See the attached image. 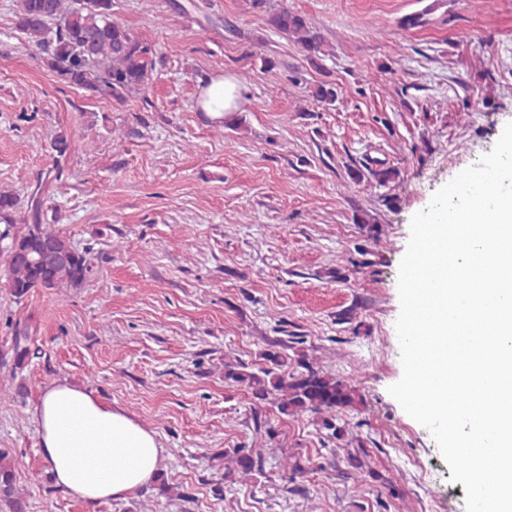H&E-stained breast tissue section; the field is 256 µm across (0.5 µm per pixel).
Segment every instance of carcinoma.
<instances>
[{
  "label": "carcinoma",
  "mask_w": 512,
  "mask_h": 512,
  "mask_svg": "<svg viewBox=\"0 0 512 512\" xmlns=\"http://www.w3.org/2000/svg\"><path fill=\"white\" fill-rule=\"evenodd\" d=\"M250 5L265 12L272 30L300 45L309 65L323 68L328 43L303 15L283 4L276 7L270 0H251ZM17 15L19 30L38 50L40 62L86 97L122 104L146 92L155 68V50L113 18L112 0H17ZM308 92L326 105L334 104L338 96L336 85L328 80L308 87ZM368 175L385 187L397 181L400 173L394 167L366 172L350 167L343 187L358 186ZM18 205L13 192L0 189V265L10 295L21 299L39 289L60 293L83 285L91 269L89 251L76 248L66 236L41 223L38 201L33 205L32 223H15ZM355 222L369 239L382 232L364 212L355 216ZM274 346L264 354L266 366L256 372L242 362L224 364V381L245 387L261 403L272 402L282 414H314L330 437L343 439L346 429L337 425V413L357 404V388L304 359L288 368V342ZM233 462L244 475L263 468L261 455L244 448L235 449ZM0 502L9 512H25L12 465L1 452Z\"/></svg>",
  "instance_id": "carcinoma-1"
}]
</instances>
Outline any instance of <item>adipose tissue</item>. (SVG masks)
I'll return each mask as SVG.
<instances>
[{
    "label": "adipose tissue",
    "mask_w": 512,
    "mask_h": 512,
    "mask_svg": "<svg viewBox=\"0 0 512 512\" xmlns=\"http://www.w3.org/2000/svg\"><path fill=\"white\" fill-rule=\"evenodd\" d=\"M244 89L231 76L206 81L198 104L219 119L238 109ZM34 418L39 453L58 489L97 505L123 499L153 481L164 453L154 431L122 408L57 382L41 394Z\"/></svg>",
    "instance_id": "1"
}]
</instances>
